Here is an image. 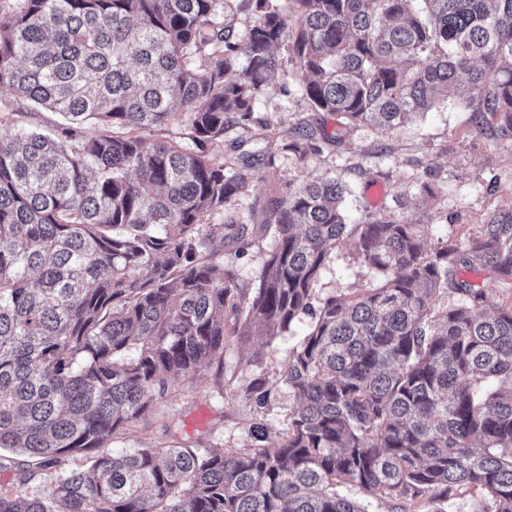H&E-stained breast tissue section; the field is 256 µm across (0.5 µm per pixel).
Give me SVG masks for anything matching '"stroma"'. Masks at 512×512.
<instances>
[{"label":"stroma","mask_w":512,"mask_h":512,"mask_svg":"<svg viewBox=\"0 0 512 512\" xmlns=\"http://www.w3.org/2000/svg\"><path fill=\"white\" fill-rule=\"evenodd\" d=\"M264 127L245 135V149L274 154L276 163L260 167L247 195L233 200L229 211L247 224L260 220L256 203L282 197L289 178L333 175L353 190L346 202L351 223L385 214L403 215L415 224L430 225L428 246L452 237L466 241L486 225L512 224V141L501 138L496 127L475 129L472 114L461 104L442 106L387 134L361 127L339 147L305 160L283 152L281 145L293 124L316 122L299 95L269 91L258 103ZM61 118L46 110H28L16 92L0 88V132L18 128L55 131ZM273 243L272 236L253 240L239 255L224 257L241 286L254 287ZM370 275L350 245L330 256L316 285L317 297L354 294L366 287ZM310 317H302L291 333L266 342L257 337L246 346L228 338L224 368H202L189 379L175 378L170 393L152 415L114 435L107 446L116 453L149 446H178L199 441L204 448H248L249 426L262 421L271 435L285 432L288 418L297 408L293 392L278 377L290 353L305 334ZM275 380L264 413H257L244 388L252 374L250 360ZM179 419V428L165 430V416Z\"/></svg>","instance_id":"1"}]
</instances>
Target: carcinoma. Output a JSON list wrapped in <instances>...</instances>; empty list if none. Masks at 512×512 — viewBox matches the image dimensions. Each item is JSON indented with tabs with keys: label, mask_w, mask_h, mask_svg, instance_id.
Returning a JSON list of instances; mask_svg holds the SVG:
<instances>
[{
	"label": "carcinoma",
	"mask_w": 512,
	"mask_h": 512,
	"mask_svg": "<svg viewBox=\"0 0 512 512\" xmlns=\"http://www.w3.org/2000/svg\"><path fill=\"white\" fill-rule=\"evenodd\" d=\"M295 2L293 20L279 0H15L0 14V86L65 120L54 138L0 133V449L28 456L23 484L83 459L47 492L0 490V512H365L352 486L441 503L466 489L479 512H512V304L490 314L455 276L512 281V224L431 251L426 224L348 223L335 178L290 180L243 224L227 205L261 158L243 139L222 162L208 153L264 127L259 99L291 86L345 119L292 128L282 150L298 159L451 89L512 138V0ZM231 3L242 29L220 19ZM177 115L191 147L150 141ZM90 120L121 133L89 135ZM272 229L256 286L240 287L224 241ZM346 242L373 280L314 301ZM303 315L279 377L299 406L278 440L256 422L255 448L107 449L170 379L223 372L226 318L240 341L271 343ZM268 383L246 388L260 409Z\"/></svg>",
	"instance_id": "carcinoma-1"
}]
</instances>
